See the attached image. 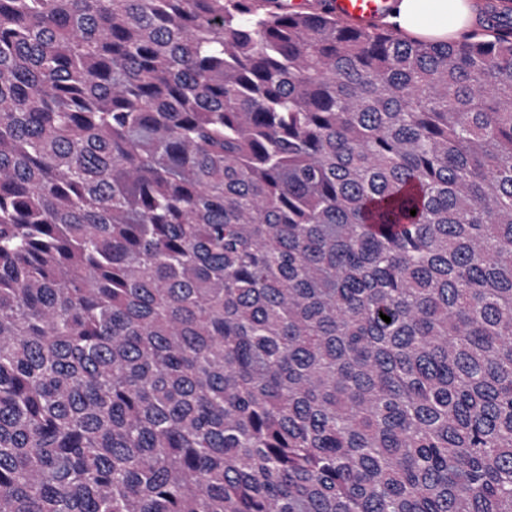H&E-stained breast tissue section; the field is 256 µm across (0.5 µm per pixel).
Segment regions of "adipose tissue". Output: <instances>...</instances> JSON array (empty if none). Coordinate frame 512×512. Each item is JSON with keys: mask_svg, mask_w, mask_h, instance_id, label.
<instances>
[{"mask_svg": "<svg viewBox=\"0 0 512 512\" xmlns=\"http://www.w3.org/2000/svg\"><path fill=\"white\" fill-rule=\"evenodd\" d=\"M472 13L473 0H395L387 22L404 36L445 42L468 33Z\"/></svg>", "mask_w": 512, "mask_h": 512, "instance_id": "ef3b65f1", "label": "adipose tissue"}]
</instances>
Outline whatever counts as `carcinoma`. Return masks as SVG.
Returning a JSON list of instances; mask_svg holds the SVG:
<instances>
[{
  "mask_svg": "<svg viewBox=\"0 0 512 512\" xmlns=\"http://www.w3.org/2000/svg\"><path fill=\"white\" fill-rule=\"evenodd\" d=\"M0 512H512V25L0 0Z\"/></svg>",
  "mask_w": 512,
  "mask_h": 512,
  "instance_id": "obj_1",
  "label": "carcinoma"
}]
</instances>
